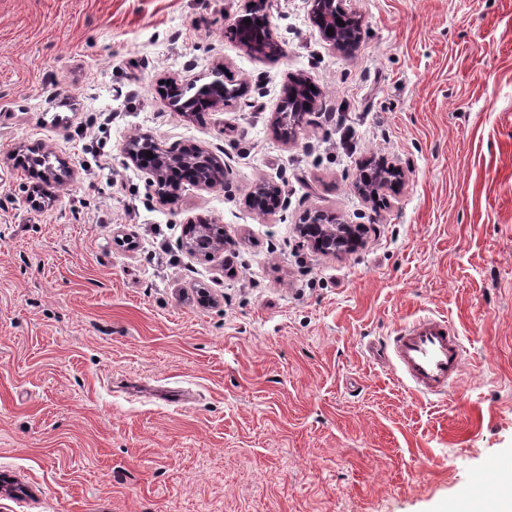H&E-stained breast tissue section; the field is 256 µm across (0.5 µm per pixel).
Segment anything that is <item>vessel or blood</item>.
Here are the masks:
<instances>
[{"label":"vessel or blood","instance_id":"1","mask_svg":"<svg viewBox=\"0 0 512 512\" xmlns=\"http://www.w3.org/2000/svg\"><path fill=\"white\" fill-rule=\"evenodd\" d=\"M381 351L401 382L425 397L453 387L464 361L459 336L441 318H424L398 330Z\"/></svg>","mask_w":512,"mask_h":512}]
</instances>
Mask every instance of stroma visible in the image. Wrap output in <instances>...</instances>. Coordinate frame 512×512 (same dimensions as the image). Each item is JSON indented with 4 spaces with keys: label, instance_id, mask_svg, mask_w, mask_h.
I'll return each mask as SVG.
<instances>
[{
    "label": "stroma",
    "instance_id": "35a3bbf8",
    "mask_svg": "<svg viewBox=\"0 0 512 512\" xmlns=\"http://www.w3.org/2000/svg\"><path fill=\"white\" fill-rule=\"evenodd\" d=\"M279 45L229 33L245 0H0V512H457L512 459V0H347L352 52L313 0H263ZM225 63L230 104L162 81ZM315 104L272 117L290 77ZM201 148L224 182L161 200L121 149ZM46 158L41 177L18 154ZM385 159L376 198L356 183ZM278 184L285 207L249 198ZM365 228L314 251L306 212ZM224 227L215 258L186 225ZM424 315L466 349L417 395L365 346ZM484 472L482 486L471 477Z\"/></svg>",
    "mask_w": 512,
    "mask_h": 512
}]
</instances>
